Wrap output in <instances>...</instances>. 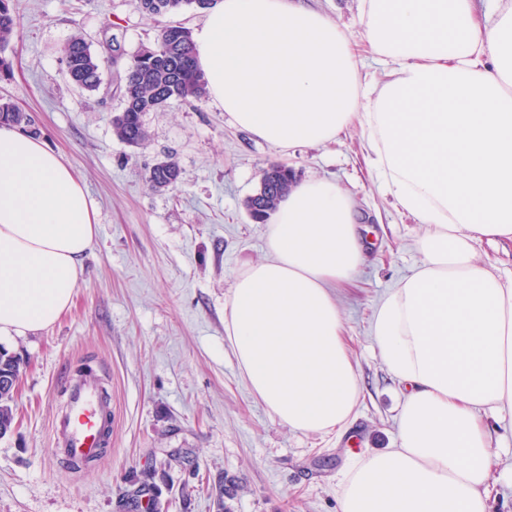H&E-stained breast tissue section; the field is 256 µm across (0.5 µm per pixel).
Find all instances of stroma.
<instances>
[{
  "label": "stroma",
  "mask_w": 512,
  "mask_h": 512,
  "mask_svg": "<svg viewBox=\"0 0 512 512\" xmlns=\"http://www.w3.org/2000/svg\"><path fill=\"white\" fill-rule=\"evenodd\" d=\"M16 8L0 98L15 101L36 137L76 171L99 232L71 310L4 343L23 372L14 427L0 436V512H121L133 478L167 458L172 466L155 478L162 512H339L353 457L397 443L404 395L378 356L371 323L383 294L419 262L425 225L392 206L366 166L360 128L325 147L285 151L234 126L206 96L145 113L148 141L134 150L111 122L123 63L104 70L94 93L66 77L62 50L73 36L98 52L114 35L125 58L153 45L165 25L199 28L205 11L151 16L139 0H16ZM166 158L180 178L158 191L147 174ZM276 163L300 180H336L356 204L369 249L354 283L336 292L362 390L353 421L329 435L274 419L250 394L225 339L234 276L267 255L268 227L244 201ZM87 368L112 397V436L102 460L76 469L54 457L51 425L66 405V381ZM226 479L239 489L219 506L211 490Z\"/></svg>",
  "instance_id": "35a3bbf8"
}]
</instances>
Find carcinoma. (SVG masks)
I'll return each instance as SVG.
<instances>
[{
    "instance_id": "carcinoma-1",
    "label": "carcinoma",
    "mask_w": 512,
    "mask_h": 512,
    "mask_svg": "<svg viewBox=\"0 0 512 512\" xmlns=\"http://www.w3.org/2000/svg\"><path fill=\"white\" fill-rule=\"evenodd\" d=\"M213 0H140L143 11L149 15L177 12L185 7L208 9ZM18 28L15 0H0V50L5 49ZM63 61L69 79L80 88L94 92L102 83V72L111 57L91 51L80 36L72 37L64 46ZM119 88L124 90L121 109L112 115V127L117 137L132 148L145 146L148 136L143 115L167 107L171 101L193 97L200 99L207 93L194 55L190 31L181 25L163 27L154 46L130 56L124 67ZM0 123L14 124L22 129L31 126V119L19 106L8 100L0 101ZM179 168L171 160L155 164L148 174V182L157 190L174 186L179 179ZM295 183L292 169L275 164L267 168L260 187L245 201L251 218L265 223L275 211L280 199ZM0 371L21 373V361L0 348ZM15 399L11 388L0 387V432L6 434L12 427ZM156 470L142 473L138 487L129 495L123 507L130 508L138 493L154 489Z\"/></svg>"
}]
</instances>
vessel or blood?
<instances>
[{"instance_id":"1","label":"vessel or blood","mask_w":512,"mask_h":512,"mask_svg":"<svg viewBox=\"0 0 512 512\" xmlns=\"http://www.w3.org/2000/svg\"><path fill=\"white\" fill-rule=\"evenodd\" d=\"M66 391L68 406L52 424L53 446L72 465L98 459L102 433L112 426V406L92 376L70 380Z\"/></svg>"}]
</instances>
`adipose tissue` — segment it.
Wrapping results in <instances>:
<instances>
[{
	"label": "adipose tissue",
	"instance_id": "1",
	"mask_svg": "<svg viewBox=\"0 0 512 512\" xmlns=\"http://www.w3.org/2000/svg\"><path fill=\"white\" fill-rule=\"evenodd\" d=\"M383 79L363 75L348 32L301 0H221L193 42L214 104L282 149L367 135L397 208L427 227L422 259L379 303L372 337L407 394L397 445L363 454L340 512H488L512 416V277L477 261L512 242V0H358ZM72 168L0 125V338L68 311L96 236ZM367 254L336 182L293 185L270 217L267 256L237 273L224 332L252 394L288 427L346 425L361 385L335 288Z\"/></svg>",
	"mask_w": 512,
	"mask_h": 512
}]
</instances>
